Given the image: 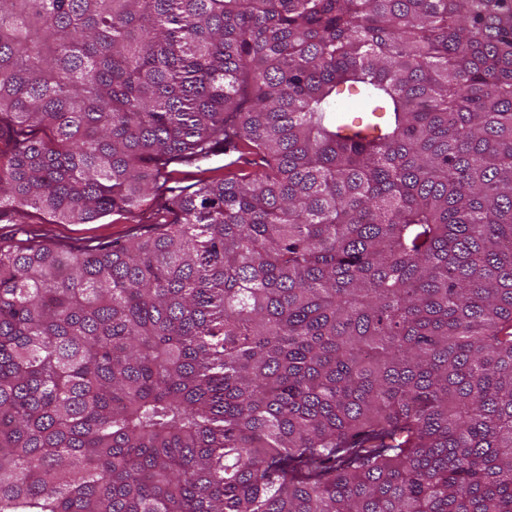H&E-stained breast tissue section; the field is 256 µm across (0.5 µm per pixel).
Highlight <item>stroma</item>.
Segmentation results:
<instances>
[{
	"instance_id": "35a3bbf8",
	"label": "stroma",
	"mask_w": 512,
	"mask_h": 512,
	"mask_svg": "<svg viewBox=\"0 0 512 512\" xmlns=\"http://www.w3.org/2000/svg\"><path fill=\"white\" fill-rule=\"evenodd\" d=\"M266 168L263 155L250 150L218 156L205 161L202 167L182 166L174 174L170 186L158 189L153 200L130 212L113 213L84 224H59L48 216L28 211L20 213L12 207L0 209V240L36 238L47 243H64L73 247L97 243H116L136 231L146 229L159 218V207L169 197L171 187H186L201 177L221 178L236 175L253 177Z\"/></svg>"
}]
</instances>
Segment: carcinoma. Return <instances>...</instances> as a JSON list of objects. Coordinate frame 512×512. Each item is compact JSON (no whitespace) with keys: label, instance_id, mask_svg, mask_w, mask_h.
I'll list each match as a JSON object with an SVG mask.
<instances>
[{"label":"carcinoma","instance_id":"cac0c4a2","mask_svg":"<svg viewBox=\"0 0 512 512\" xmlns=\"http://www.w3.org/2000/svg\"><path fill=\"white\" fill-rule=\"evenodd\" d=\"M0 512H512V0H0ZM234 161L235 165L228 167ZM196 166H176L178 170L173 179L160 187L155 198L131 212L113 213L96 218L84 224H58L46 215L30 210L19 213L5 206L0 212V240L36 238L47 243H64L72 247L96 245L97 243L123 242L137 230L146 229L159 218V207L170 195L168 187L192 186L201 178H223L236 175L251 177L260 174L266 168L263 155L251 150L235 152L230 156L221 155ZM207 169L206 173L201 170Z\"/></svg>","mask_w":512,"mask_h":512}]
</instances>
